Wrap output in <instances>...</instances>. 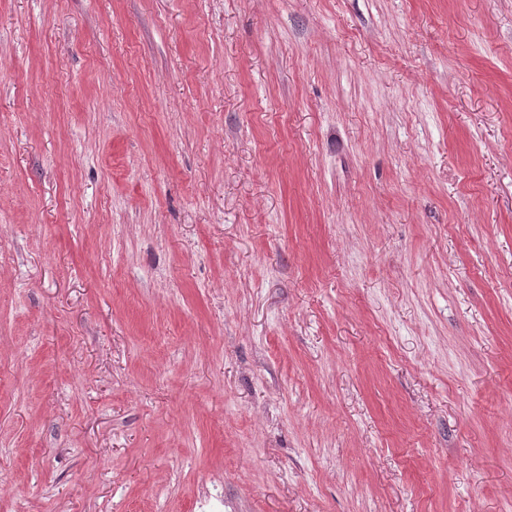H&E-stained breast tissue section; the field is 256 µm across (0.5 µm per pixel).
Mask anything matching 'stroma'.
<instances>
[{
	"mask_svg": "<svg viewBox=\"0 0 512 512\" xmlns=\"http://www.w3.org/2000/svg\"><path fill=\"white\" fill-rule=\"evenodd\" d=\"M0 512H512V0H0Z\"/></svg>",
	"mask_w": 512,
	"mask_h": 512,
	"instance_id": "stroma-1",
	"label": "stroma"
}]
</instances>
